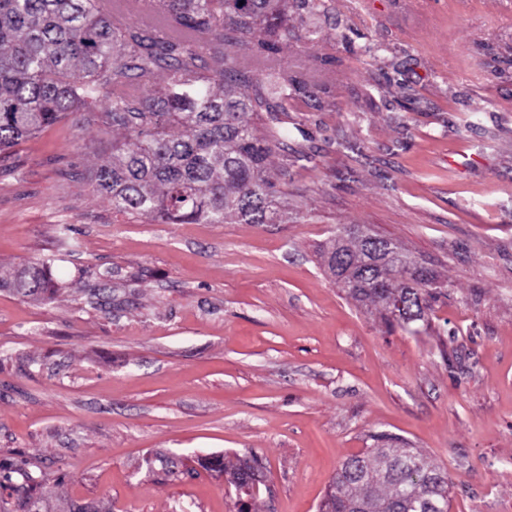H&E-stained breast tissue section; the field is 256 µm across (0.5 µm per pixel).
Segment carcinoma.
Listing matches in <instances>:
<instances>
[{
	"mask_svg": "<svg viewBox=\"0 0 512 512\" xmlns=\"http://www.w3.org/2000/svg\"><path fill=\"white\" fill-rule=\"evenodd\" d=\"M99 0H0V152L47 127L84 114L98 126L109 160L90 172L89 185L108 195L112 209L164 224H275L281 219V178L268 163L286 146L288 130L257 136L259 113L299 111L313 101L330 111L327 88L278 69L257 74L234 62L245 51L268 58L288 51V0H157L167 38L149 26L117 28ZM165 71L166 85L152 88ZM124 129L131 138L108 139ZM390 240L368 232H336L320 259L336 284L386 322L408 330L429 322L431 301L445 284L419 269L402 250L403 264L378 268V246ZM50 261L17 270L8 286L24 297L48 298L58 287ZM378 444L347 457L322 503V512H448V472L417 448ZM235 497H246L252 455L224 456ZM23 483H13V475ZM45 472L30 462L0 466V488L16 512H58L40 493Z\"/></svg>",
	"mask_w": 512,
	"mask_h": 512,
	"instance_id": "1",
	"label": "carcinoma"
}]
</instances>
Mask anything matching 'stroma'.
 Returning <instances> with one entry per match:
<instances>
[{
    "label": "stroma",
    "mask_w": 512,
    "mask_h": 512,
    "mask_svg": "<svg viewBox=\"0 0 512 512\" xmlns=\"http://www.w3.org/2000/svg\"><path fill=\"white\" fill-rule=\"evenodd\" d=\"M288 24L277 68L336 107L287 116L280 223L113 214L85 122L0 157V462L100 512H236L196 462L252 453L259 512H319L385 434L447 471L450 512H512V0H321ZM353 224L446 284L427 331L325 272ZM42 259L53 300L2 288Z\"/></svg>",
    "instance_id": "1"
}]
</instances>
